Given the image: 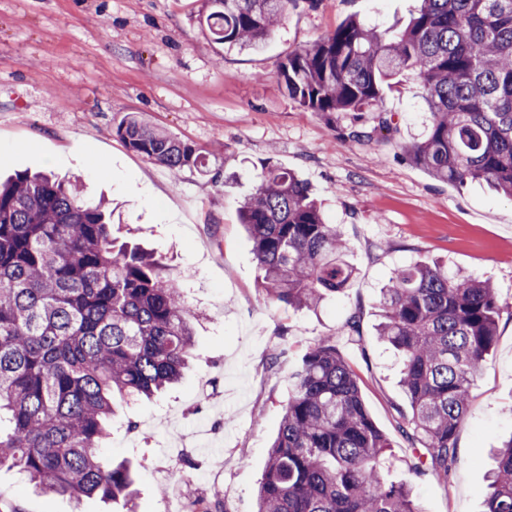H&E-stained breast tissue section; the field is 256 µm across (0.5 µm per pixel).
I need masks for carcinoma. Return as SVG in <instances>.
Instances as JSON below:
<instances>
[{
	"label": "carcinoma",
	"mask_w": 512,
	"mask_h": 512,
	"mask_svg": "<svg viewBox=\"0 0 512 512\" xmlns=\"http://www.w3.org/2000/svg\"><path fill=\"white\" fill-rule=\"evenodd\" d=\"M295 0H205L197 23L217 43L258 49ZM401 31L355 17L281 64L303 110L351 112L347 137L396 131L378 109L399 75L420 85L423 135L402 155L433 178L484 181L512 198V0H419ZM373 113L374 125L361 123ZM117 133L177 175L207 159L164 130L127 117ZM261 284L273 302L317 309L350 287L347 243L307 183L269 159L239 209ZM378 336L402 358L400 385L414 441L409 468L448 478L456 433L493 349L503 305L496 288L461 270L396 269L382 289ZM196 309L162 256L120 241L108 203L77 180L17 172L0 183V469L75 501H130L124 464L101 450L112 398H150L177 383L194 345ZM360 376L326 338L288 377V399L257 491L256 512H422L388 479L390 440L375 425ZM484 512H512V436L494 449Z\"/></svg>",
	"instance_id": "1"
}]
</instances>
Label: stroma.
Listing matches in <instances>:
<instances>
[{
    "instance_id": "stroma-1",
    "label": "stroma",
    "mask_w": 512,
    "mask_h": 512,
    "mask_svg": "<svg viewBox=\"0 0 512 512\" xmlns=\"http://www.w3.org/2000/svg\"><path fill=\"white\" fill-rule=\"evenodd\" d=\"M202 0H0V175L50 170L81 178L90 200L116 205L114 233L166 258L199 310L181 383L152 399L115 400L103 448L126 464L137 512H254L255 491L288 398L281 349L332 336L361 378V394L389 438V477L425 512H481L490 448L512 433V200L488 186L460 188L405 160L422 131L412 78L384 90L394 136L353 142L348 112L326 117L289 99L285 56L349 17L384 29L406 24L415 0H297L256 51L212 42L195 23ZM204 151L207 172L164 166L117 135L130 115ZM294 171L347 240L357 277L318 311L268 302L239 222L266 159ZM435 262L492 282L503 301L497 341L472 390L447 480L414 476L400 429L409 406L397 358L376 335L378 301L394 269ZM361 317L362 340L346 334ZM170 472L169 490L158 473ZM0 512H127L124 501L47 495L0 471Z\"/></svg>"
}]
</instances>
